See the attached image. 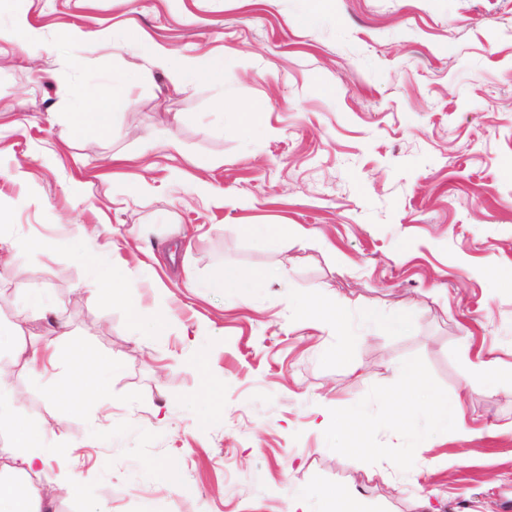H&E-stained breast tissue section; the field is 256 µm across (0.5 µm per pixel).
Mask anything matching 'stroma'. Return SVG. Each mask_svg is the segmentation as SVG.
Returning <instances> with one entry per match:
<instances>
[{"label": "stroma", "mask_w": 512, "mask_h": 512, "mask_svg": "<svg viewBox=\"0 0 512 512\" xmlns=\"http://www.w3.org/2000/svg\"><path fill=\"white\" fill-rule=\"evenodd\" d=\"M46 40L68 28L111 40L0 48V324L21 347L104 354L108 389L64 406L44 373L16 363L21 416L48 448L99 423L108 438L49 458L38 483L51 512H287L301 488L349 489L369 512H512V396L465 374L486 358L512 373V0H334L299 25L306 0H21ZM141 34L182 55H216L224 84L174 91L141 79ZM130 87V117L72 136L62 114L79 83ZM225 109H218V99ZM260 106L252 125L242 109ZM167 126L166 139L151 136ZM209 192L201 196L198 184ZM93 230L129 261L156 258L126 301L92 300L80 258L20 239ZM247 224L302 228L278 247ZM287 269L250 298H201L183 275L220 266ZM48 292L67 335L25 318ZM363 310H407L405 336L379 334L335 354L334 326L312 330L298 295ZM160 318L157 335L135 329ZM417 365L437 392L462 394L464 435L412 445L379 398L394 369ZM209 379L224 405L201 413ZM362 405L363 432L338 426ZM176 464L182 489L163 468ZM74 491L60 492L65 481Z\"/></svg>", "instance_id": "1"}]
</instances>
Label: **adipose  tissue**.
<instances>
[{"mask_svg":"<svg viewBox=\"0 0 512 512\" xmlns=\"http://www.w3.org/2000/svg\"><path fill=\"white\" fill-rule=\"evenodd\" d=\"M139 54L150 68L168 72L175 85H182L184 79L209 82L220 86L224 83V63L217 57H190L173 55L162 51L144 40H137ZM129 104L126 82L116 78L108 91L87 85H76L72 91L67 120L73 134H83L92 127L99 133H107L112 127L114 115L124 113ZM39 247L51 253H70L86 258L98 271V278L90 293L97 300L121 301L125 298L124 286L131 278L143 281L154 280L157 271L153 264L142 261L130 264L124 259L114 241L99 245L94 253H86V241L79 235L39 240ZM272 271L265 269L244 270L234 266L223 267L217 274L202 282L205 293L220 294L236 298L253 293L272 279ZM297 307L308 315L311 326L332 323L336 326L340 349H349L364 338L386 332L403 335L412 328L406 312L399 311L385 316L376 310L364 311L358 327H351L345 320L342 307L336 301L314 296L300 299ZM397 394L401 403H394L393 397L383 396V413L389 423L398 427L409 425L417 418H424L426 428L413 432L415 444H422L427 435L462 434L460 399H448L437 394L420 369L405 363L395 369ZM18 402L13 397H0V429H9L15 452L12 462L15 469L26 474H38L48 454L43 446L46 436L44 426L18 419Z\"/></svg>","mask_w":512,"mask_h":512,"instance_id":"ef3b65f1","label":"adipose tissue"}]
</instances>
